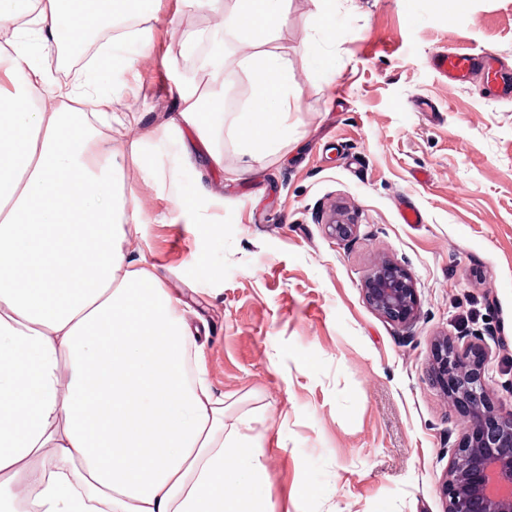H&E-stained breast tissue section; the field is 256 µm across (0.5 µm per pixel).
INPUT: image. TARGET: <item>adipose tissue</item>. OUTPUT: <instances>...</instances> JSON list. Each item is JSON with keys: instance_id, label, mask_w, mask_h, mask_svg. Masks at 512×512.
<instances>
[{"instance_id": "ef3b65f1", "label": "adipose tissue", "mask_w": 512, "mask_h": 512, "mask_svg": "<svg viewBox=\"0 0 512 512\" xmlns=\"http://www.w3.org/2000/svg\"><path fill=\"white\" fill-rule=\"evenodd\" d=\"M154 0H0V512H248L264 464L224 422L182 302L123 241L147 219L124 172L147 170L152 131L123 133L101 73L136 64ZM140 20L105 59L53 81L44 52L82 58L91 17ZM283 0H235L225 33L266 35ZM223 43L207 85L185 78L172 130L224 168ZM235 132L277 154L294 89L286 57L247 61Z\"/></svg>"}]
</instances>
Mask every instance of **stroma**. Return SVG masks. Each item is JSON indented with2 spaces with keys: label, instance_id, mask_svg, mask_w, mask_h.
<instances>
[{
  "label": "stroma",
  "instance_id": "35a3bbf8",
  "mask_svg": "<svg viewBox=\"0 0 512 512\" xmlns=\"http://www.w3.org/2000/svg\"><path fill=\"white\" fill-rule=\"evenodd\" d=\"M156 10L136 69L112 75V109L129 134L157 129L149 157L178 171L182 193L209 186L213 222L175 216L170 191L132 168L150 222L123 249L191 304L226 423L252 417L263 512H444L462 425L427 375L434 336L492 331L488 388L512 408V99L479 69L446 83L430 60L485 53L512 78V0H285L265 48L293 74L288 138L253 158L228 130L220 173L185 163L165 130L174 80L220 33L191 24L205 5ZM176 34L197 37L195 55L172 51ZM410 204L424 223H401ZM334 208L352 238L331 234ZM384 256L418 289L407 332L364 298Z\"/></svg>",
  "mask_w": 512,
  "mask_h": 512
}]
</instances>
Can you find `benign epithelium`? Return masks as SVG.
Returning <instances> with one entry per match:
<instances>
[{
    "label": "benign epithelium",
    "mask_w": 512,
    "mask_h": 512,
    "mask_svg": "<svg viewBox=\"0 0 512 512\" xmlns=\"http://www.w3.org/2000/svg\"><path fill=\"white\" fill-rule=\"evenodd\" d=\"M329 227L340 239L354 225L331 214ZM367 304L399 329L417 319L419 295L411 273L399 262L380 260L363 283ZM485 337L439 336L432 348L429 377L448 397L463 433L449 448L442 485L445 512H512V409L504 412L490 397Z\"/></svg>",
    "instance_id": "1"
}]
</instances>
